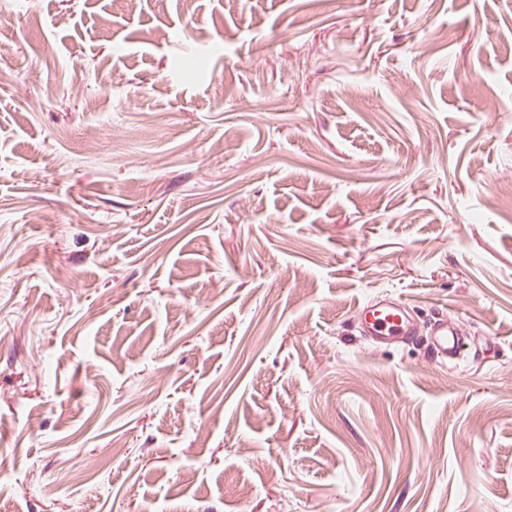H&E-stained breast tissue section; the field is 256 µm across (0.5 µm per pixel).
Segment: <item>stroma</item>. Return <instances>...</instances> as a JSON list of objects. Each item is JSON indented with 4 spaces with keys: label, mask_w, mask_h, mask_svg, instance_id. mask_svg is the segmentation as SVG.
<instances>
[{
    "label": "stroma",
    "mask_w": 512,
    "mask_h": 512,
    "mask_svg": "<svg viewBox=\"0 0 512 512\" xmlns=\"http://www.w3.org/2000/svg\"><path fill=\"white\" fill-rule=\"evenodd\" d=\"M510 196L512 0H0V512H512ZM358 321L363 333L380 342L409 341L415 336L404 303L380 300L359 307ZM432 336V348L438 357L452 359L461 351L463 343L460 333L452 323H448L446 316L442 315L434 321Z\"/></svg>",
    "instance_id": "obj_1"
}]
</instances>
